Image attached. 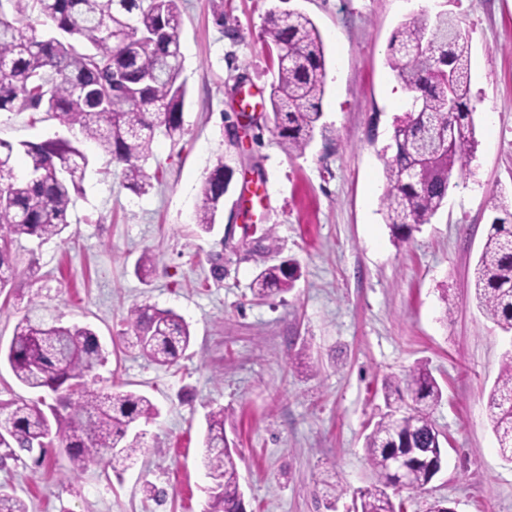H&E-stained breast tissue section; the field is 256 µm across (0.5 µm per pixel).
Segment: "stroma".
I'll use <instances>...</instances> for the list:
<instances>
[{
  "mask_svg": "<svg viewBox=\"0 0 512 512\" xmlns=\"http://www.w3.org/2000/svg\"><path fill=\"white\" fill-rule=\"evenodd\" d=\"M184 130L151 144L138 196L120 167L91 155L59 238L13 245L16 277L0 291V345L29 307L90 325L107 352L88 387L148 396L158 417L122 476L92 460L72 473L64 451L45 465L20 454L0 466V490L30 512H207L201 463L207 415L224 408L240 455L246 512H353L375 475L364 437L384 407L382 381L426 362L443 388L432 416L447 463L404 512H512V463L498 453L488 409L512 337L479 310L470 286L493 212L512 200V0H178ZM469 33L477 144L451 177L445 206L405 243L383 217L385 159L408 94L387 65L398 25L439 11ZM316 24L326 51L322 118L310 146L288 153L269 102L277 64L263 40L270 12ZM250 96L242 124L235 88ZM62 132L42 112H0V141ZM234 174L211 233L194 213L217 164ZM272 240H264V231ZM154 271L135 273L141 254ZM288 258V293L255 300L254 276ZM135 304L169 308L192 340L178 364L143 357L126 322ZM345 492L332 498L331 484ZM151 484L164 495L143 492Z\"/></svg>",
  "mask_w": 512,
  "mask_h": 512,
  "instance_id": "obj_1",
  "label": "stroma"
}]
</instances>
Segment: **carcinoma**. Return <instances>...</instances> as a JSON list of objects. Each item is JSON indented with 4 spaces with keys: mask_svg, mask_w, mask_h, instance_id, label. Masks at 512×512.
<instances>
[{
    "mask_svg": "<svg viewBox=\"0 0 512 512\" xmlns=\"http://www.w3.org/2000/svg\"><path fill=\"white\" fill-rule=\"evenodd\" d=\"M178 0H0V112L43 110L101 151L107 164L121 166L122 186L136 194L151 187L144 165L157 136L183 133L187 94L182 79ZM62 36L44 38L34 21ZM275 52L277 81L269 100L278 134L288 153L301 154L313 138L325 91V53L314 22L300 12L272 13L265 28ZM388 65L410 95L409 119L393 129L385 162V223L399 241L428 224L448 197V177L475 147L469 78L470 44L451 12L407 21L392 37ZM122 72L127 94L117 96L103 78ZM24 173L13 165L14 146L0 141V288L15 279L12 245L23 236L48 240L69 226L72 193L79 190L90 160L64 137L24 143ZM233 169L216 166L201 188L195 224L213 230ZM502 212L490 224L474 268L472 288L484 314L512 333V204L491 199ZM299 277L291 259L270 266L251 284L255 298L289 291ZM128 325L141 355L172 366L189 348L188 324L170 309L134 306ZM19 383L30 389L68 393L44 411L40 402L19 399L0 417V447L66 449L75 472L90 458L109 456L116 475L129 469L145 443L137 430L159 415L144 394L91 389L84 377L106 362L94 331L25 314L4 351ZM385 411L365 437L368 464L376 475L360 490L355 512H403L399 489H423L446 463L441 432L432 419L443 392L423 363L404 377L384 380ZM489 408L501 457L512 462V354L505 356L490 392ZM406 458L395 476L391 456ZM239 455L224 435V408L207 416L203 465L213 480L208 512H243ZM0 512H29L15 495L0 492Z\"/></svg>",
    "mask_w": 512,
    "mask_h": 512,
    "instance_id": "obj_1",
    "label": "carcinoma"
}]
</instances>
